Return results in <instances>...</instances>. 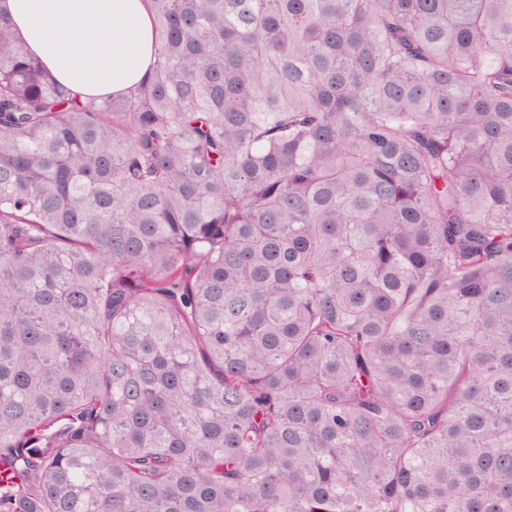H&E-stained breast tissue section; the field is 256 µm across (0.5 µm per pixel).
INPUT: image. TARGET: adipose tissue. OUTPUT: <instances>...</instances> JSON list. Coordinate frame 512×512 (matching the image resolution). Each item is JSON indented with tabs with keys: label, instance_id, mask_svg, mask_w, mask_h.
Instances as JSON below:
<instances>
[{
	"label": "adipose tissue",
	"instance_id": "adipose-tissue-1",
	"mask_svg": "<svg viewBox=\"0 0 512 512\" xmlns=\"http://www.w3.org/2000/svg\"><path fill=\"white\" fill-rule=\"evenodd\" d=\"M17 39L82 98L122 95L154 67L147 0H0Z\"/></svg>",
	"mask_w": 512,
	"mask_h": 512
}]
</instances>
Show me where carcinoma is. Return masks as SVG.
Returning <instances> with one entry per match:
<instances>
[{
	"label": "carcinoma",
	"instance_id": "cac0c4a2",
	"mask_svg": "<svg viewBox=\"0 0 512 512\" xmlns=\"http://www.w3.org/2000/svg\"><path fill=\"white\" fill-rule=\"evenodd\" d=\"M148 7L0 13V512H512V0ZM17 39L83 99L126 94L153 68L147 0H1Z\"/></svg>",
	"mask_w": 512,
	"mask_h": 512
}]
</instances>
